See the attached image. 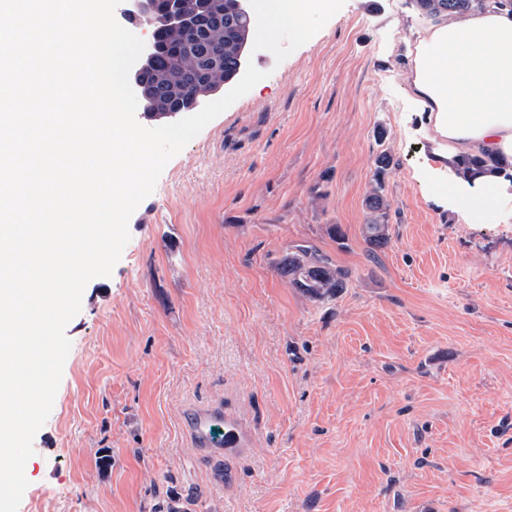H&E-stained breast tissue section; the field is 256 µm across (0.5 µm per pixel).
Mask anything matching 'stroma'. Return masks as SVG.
<instances>
[{
	"instance_id": "35a3bbf8",
	"label": "stroma",
	"mask_w": 512,
	"mask_h": 512,
	"mask_svg": "<svg viewBox=\"0 0 512 512\" xmlns=\"http://www.w3.org/2000/svg\"><path fill=\"white\" fill-rule=\"evenodd\" d=\"M423 27L407 0H346L283 61L253 54L265 79L166 164L86 285L18 512H512V191L476 215L479 189L449 197L399 76ZM301 241L349 270L335 300L274 271ZM207 404L242 452L190 445L182 414ZM375 171L365 198L367 222L363 224V238L370 248L376 251L386 247L390 240V203L386 195V176L393 165V157L388 149L377 154Z\"/></svg>"
}]
</instances>
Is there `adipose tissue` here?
Returning a JSON list of instances; mask_svg holds the SVG:
<instances>
[{
    "label": "adipose tissue",
    "mask_w": 512,
    "mask_h": 512,
    "mask_svg": "<svg viewBox=\"0 0 512 512\" xmlns=\"http://www.w3.org/2000/svg\"><path fill=\"white\" fill-rule=\"evenodd\" d=\"M401 77L438 160L512 162V9L429 22Z\"/></svg>",
    "instance_id": "ef3b65f1"
}]
</instances>
